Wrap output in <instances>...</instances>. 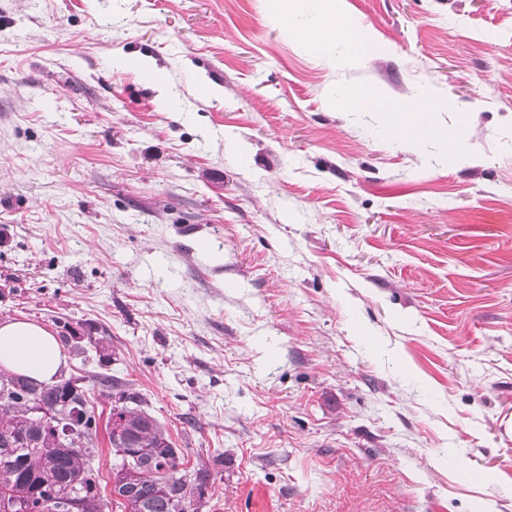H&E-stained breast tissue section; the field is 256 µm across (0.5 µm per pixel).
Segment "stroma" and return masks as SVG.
I'll return each mask as SVG.
<instances>
[{"label":"stroma","instance_id":"obj_1","mask_svg":"<svg viewBox=\"0 0 512 512\" xmlns=\"http://www.w3.org/2000/svg\"><path fill=\"white\" fill-rule=\"evenodd\" d=\"M336 8L372 52L312 0H0V319L110 336L202 512H512V0ZM314 2L319 4V19L314 27L300 33L307 49L315 54H326L331 47H336L349 57H362L368 41L365 32L336 10L335 0ZM335 104L344 112H360L369 109L394 112L403 109L402 105L378 97L366 89L351 87L343 88L336 93ZM436 105L437 100L431 92L423 93L419 104L410 109V112H415L412 114L411 120L405 126L399 128L398 138L403 144L420 145L429 143L445 150L446 153L453 155L462 154L458 138L455 143V137H457L458 131L457 133L454 130L448 131L447 128L434 122L432 112L435 111ZM421 106H427L428 110L421 112ZM441 129L447 130V138L441 139L435 137L436 132ZM448 145H454V147L449 149Z\"/></svg>","mask_w":512,"mask_h":512}]
</instances>
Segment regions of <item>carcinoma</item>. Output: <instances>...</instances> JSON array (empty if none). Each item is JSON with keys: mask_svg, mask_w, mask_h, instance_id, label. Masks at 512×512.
Here are the masks:
<instances>
[{"mask_svg": "<svg viewBox=\"0 0 512 512\" xmlns=\"http://www.w3.org/2000/svg\"><path fill=\"white\" fill-rule=\"evenodd\" d=\"M77 356L93 352L98 363L110 360L106 336H61ZM86 375L71 374L52 384H38L19 375L0 376V512H55L76 488L95 512H105L101 493L100 448L89 446L100 436L101 414L85 389ZM102 387L125 400L123 434L110 442L112 452L133 455L112 471V503L120 512H185L184 503L202 501L212 474L205 465L184 480L172 473L185 456L158 420L145 408L144 396L95 375ZM39 405L53 424L32 413Z\"/></svg>", "mask_w": 512, "mask_h": 512, "instance_id": "1", "label": "carcinoma"}]
</instances>
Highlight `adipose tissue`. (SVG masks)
<instances>
[{
    "instance_id": "adipose-tissue-1",
    "label": "adipose tissue",
    "mask_w": 512,
    "mask_h": 512,
    "mask_svg": "<svg viewBox=\"0 0 512 512\" xmlns=\"http://www.w3.org/2000/svg\"><path fill=\"white\" fill-rule=\"evenodd\" d=\"M319 19L312 28L302 31L307 49L315 54L327 53L330 48L341 49L347 56L359 58L367 36L346 15L336 9V0H317ZM421 111L399 129V138L408 145L429 143L439 148H451L460 154V147H449L447 140L438 138L439 130L431 111L437 101L432 93H423ZM65 360L59 342L44 326L26 320L7 318L0 321V370L26 375L39 383L54 381Z\"/></svg>"
}]
</instances>
